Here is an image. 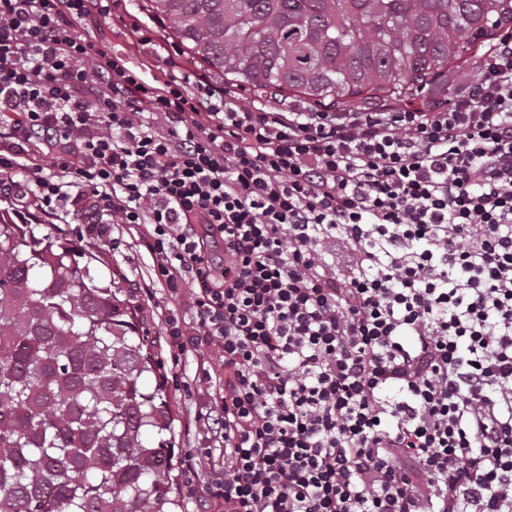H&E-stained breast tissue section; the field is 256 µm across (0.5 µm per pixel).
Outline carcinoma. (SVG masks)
I'll return each instance as SVG.
<instances>
[{
    "mask_svg": "<svg viewBox=\"0 0 512 512\" xmlns=\"http://www.w3.org/2000/svg\"><path fill=\"white\" fill-rule=\"evenodd\" d=\"M241 90L334 108L445 89L512 0H145ZM0 208V512H174L173 414L153 342L98 247Z\"/></svg>",
    "mask_w": 512,
    "mask_h": 512,
    "instance_id": "cac0c4a2",
    "label": "carcinoma"
}]
</instances>
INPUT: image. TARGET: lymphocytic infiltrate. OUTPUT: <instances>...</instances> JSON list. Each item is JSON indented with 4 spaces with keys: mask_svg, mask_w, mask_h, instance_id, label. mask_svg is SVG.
<instances>
[{
    "mask_svg": "<svg viewBox=\"0 0 512 512\" xmlns=\"http://www.w3.org/2000/svg\"><path fill=\"white\" fill-rule=\"evenodd\" d=\"M106 10L0 0V197L141 226L210 406L189 498L512 512V32L427 112L274 110L150 84L79 34Z\"/></svg>",
    "mask_w": 512,
    "mask_h": 512,
    "instance_id": "1",
    "label": "lymphocytic infiltrate"
}]
</instances>
